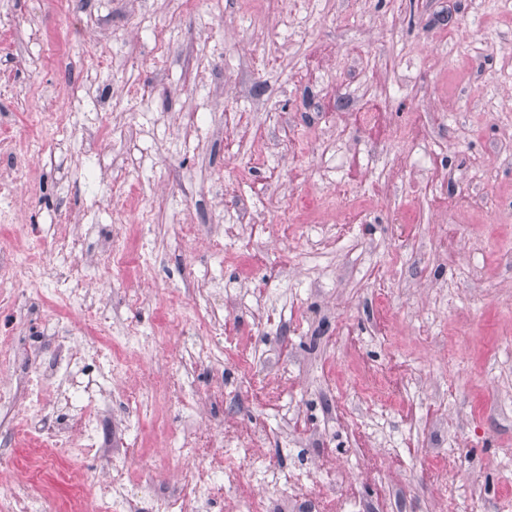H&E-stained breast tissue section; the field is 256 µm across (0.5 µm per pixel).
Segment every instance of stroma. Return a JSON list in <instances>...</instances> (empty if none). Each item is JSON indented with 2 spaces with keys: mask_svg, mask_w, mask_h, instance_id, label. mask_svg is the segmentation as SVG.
I'll return each mask as SVG.
<instances>
[{
  "mask_svg": "<svg viewBox=\"0 0 512 512\" xmlns=\"http://www.w3.org/2000/svg\"><path fill=\"white\" fill-rule=\"evenodd\" d=\"M1 24L15 32L0 56L17 144L0 158L6 204L44 244L69 222L118 225L153 261L148 282H117L91 241L77 251L118 306L114 329L151 334L159 299L181 305L206 270L216 292L252 286L230 323L258 373L240 389L224 372L239 402L223 441L247 469L277 462L308 491L341 461L348 492L378 512H441L448 489L457 512H512V0H0ZM407 124L423 139L412 157ZM258 143L268 162L246 165ZM338 182L368 202L357 222L332 205L286 211ZM459 182L480 207L449 211ZM244 201L291 225L294 267L268 236L213 253L209 225L237 223ZM185 224L202 225L196 241ZM311 224L342 241L305 252ZM138 286L143 303L120 306ZM376 288L392 315L373 307ZM365 364L398 387L395 410L353 396ZM321 429V447L297 445ZM436 447L451 455L444 489L420 465Z\"/></svg>",
  "mask_w": 512,
  "mask_h": 512,
  "instance_id": "35a3bbf8",
  "label": "stroma"
}]
</instances>
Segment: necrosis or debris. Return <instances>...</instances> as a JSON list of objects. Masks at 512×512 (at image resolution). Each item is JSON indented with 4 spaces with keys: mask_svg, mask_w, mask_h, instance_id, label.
Instances as JSON below:
<instances>
[{
    "mask_svg": "<svg viewBox=\"0 0 512 512\" xmlns=\"http://www.w3.org/2000/svg\"><path fill=\"white\" fill-rule=\"evenodd\" d=\"M76 240L63 237L45 253L41 265H32L22 248L0 251V284L12 286L28 304L26 319L44 316L48 296L61 299L78 311L80 321L53 318L47 331L20 339L0 335V366L11 368L0 381V414H10L9 431L37 454V465L61 457L77 492L65 512H206L209 502L223 497L241 475L238 449L214 454L210 433L220 432L214 420L211 432L170 430L164 461L177 472L174 480L147 482L131 461L130 450L154 415L157 390L143 384H115L114 376L135 374L146 355L164 343L163 337L146 336L135 326L124 335L111 332L110 319L97 289L85 278L59 277L72 263ZM198 314L190 330L193 342L187 355L175 358L165 388L180 396L183 413L196 417L197 391L188 379L195 368L208 367L214 381L208 402H224V366L232 364L239 382L254 376L252 354L224 343V316L216 312L209 289L194 291ZM123 410L113 415V401ZM102 463L99 471L85 469L88 457ZM268 491L250 497L248 512H368L360 500L349 496L343 476L312 494L298 490L276 492L281 478L276 465L263 467ZM50 487L35 476L13 477L0 492V512H55Z\"/></svg>",
    "mask_w": 512,
    "mask_h": 512,
    "instance_id": "1",
    "label": "necrosis or debris"
}]
</instances>
